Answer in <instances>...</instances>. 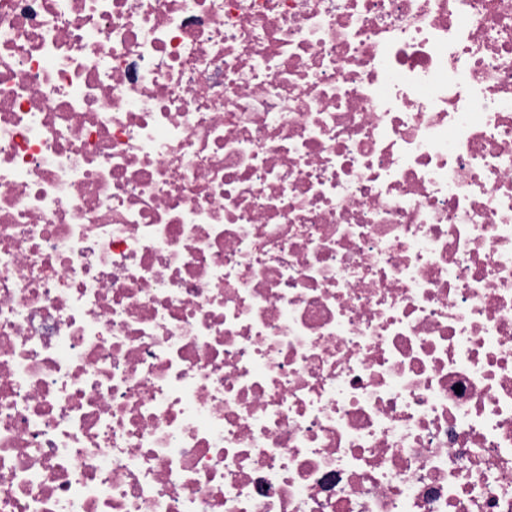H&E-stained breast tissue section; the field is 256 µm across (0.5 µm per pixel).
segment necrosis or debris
<instances>
[{
	"label": "necrosis or debris",
	"instance_id": "necrosis-or-debris-1",
	"mask_svg": "<svg viewBox=\"0 0 512 512\" xmlns=\"http://www.w3.org/2000/svg\"><path fill=\"white\" fill-rule=\"evenodd\" d=\"M0 512H512V0H0Z\"/></svg>",
	"mask_w": 512,
	"mask_h": 512
}]
</instances>
